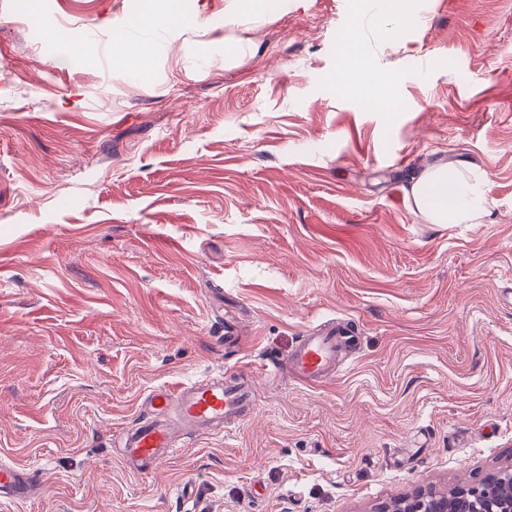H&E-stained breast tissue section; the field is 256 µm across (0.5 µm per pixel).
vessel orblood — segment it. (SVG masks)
Here are the masks:
<instances>
[{
    "label": "vessel or blood",
    "instance_id": "vessel-or-blood-1",
    "mask_svg": "<svg viewBox=\"0 0 512 512\" xmlns=\"http://www.w3.org/2000/svg\"><path fill=\"white\" fill-rule=\"evenodd\" d=\"M358 341L355 332L331 325L301 337L289 358L265 364L264 370L273 374L285 370L303 383L320 382L335 372L337 353L352 349ZM252 378V370H233L149 393L138 422L118 438L124 457L138 471L147 473L183 448L186 435L219 432L239 424L253 408ZM33 486L28 471L0 461V495L22 498Z\"/></svg>",
    "mask_w": 512,
    "mask_h": 512
}]
</instances>
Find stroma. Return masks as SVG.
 Instances as JSON below:
<instances>
[{
	"mask_svg": "<svg viewBox=\"0 0 512 512\" xmlns=\"http://www.w3.org/2000/svg\"><path fill=\"white\" fill-rule=\"evenodd\" d=\"M224 2L176 0L142 79L113 50L141 0H0V459L37 483L0 512H382L512 465V0L237 26ZM358 23L390 108L340 84ZM439 161L479 180V222L416 211ZM343 322L334 378L256 375L229 434L124 461L150 391Z\"/></svg>",
	"mask_w": 512,
	"mask_h": 512,
	"instance_id": "1",
	"label": "stroma"
}]
</instances>
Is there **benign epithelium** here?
<instances>
[{"label": "benign epithelium", "mask_w": 512, "mask_h": 512, "mask_svg": "<svg viewBox=\"0 0 512 512\" xmlns=\"http://www.w3.org/2000/svg\"><path fill=\"white\" fill-rule=\"evenodd\" d=\"M466 498L474 512H512V466L490 482L454 487L440 494L416 492L397 500L395 512H452L455 501Z\"/></svg>", "instance_id": "obj_1"}]
</instances>
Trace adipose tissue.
I'll return each instance as SVG.
<instances>
[{"instance_id":"ef3b65f1","label":"adipose tissue","mask_w":512,"mask_h":512,"mask_svg":"<svg viewBox=\"0 0 512 512\" xmlns=\"http://www.w3.org/2000/svg\"><path fill=\"white\" fill-rule=\"evenodd\" d=\"M410 192L416 211L430 224H466L486 211L483 191L444 162L414 176Z\"/></svg>"}]
</instances>
